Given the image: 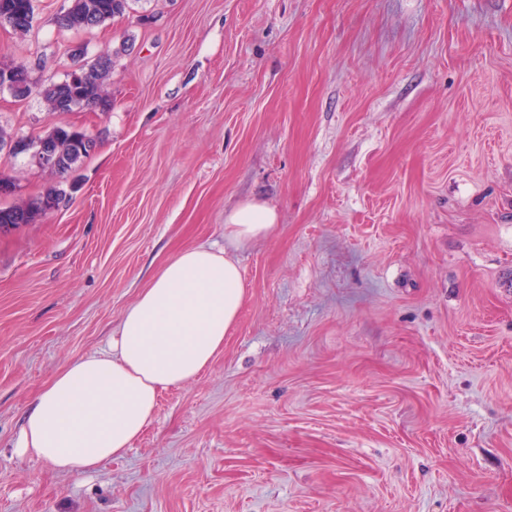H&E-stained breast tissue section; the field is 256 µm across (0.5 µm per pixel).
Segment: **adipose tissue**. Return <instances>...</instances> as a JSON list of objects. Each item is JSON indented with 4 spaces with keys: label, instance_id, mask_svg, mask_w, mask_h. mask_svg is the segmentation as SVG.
Here are the masks:
<instances>
[{
    "label": "adipose tissue",
    "instance_id": "1",
    "mask_svg": "<svg viewBox=\"0 0 512 512\" xmlns=\"http://www.w3.org/2000/svg\"><path fill=\"white\" fill-rule=\"evenodd\" d=\"M276 223L275 209L248 200L225 215L222 248L170 258L125 310L108 350L66 365L33 402L18 453L75 476L122 457L152 423L161 392L196 378L223 348L246 297L230 252Z\"/></svg>",
    "mask_w": 512,
    "mask_h": 512
}]
</instances>
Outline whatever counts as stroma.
Segmentation results:
<instances>
[{
	"mask_svg": "<svg viewBox=\"0 0 512 512\" xmlns=\"http://www.w3.org/2000/svg\"><path fill=\"white\" fill-rule=\"evenodd\" d=\"M68 0L0 60L112 56L109 111L0 90V128L99 138L66 176L0 152V512H512V0ZM247 298L121 459L71 476L15 443L43 386L107 350L176 252L224 244ZM70 4L55 17L62 29L93 28L120 14L127 0H68ZM65 197L66 191L55 187L45 195L30 200L27 205L0 207V227L30 224L36 213L54 209Z\"/></svg>",
	"mask_w": 512,
	"mask_h": 512,
	"instance_id": "1",
	"label": "stroma"
}]
</instances>
